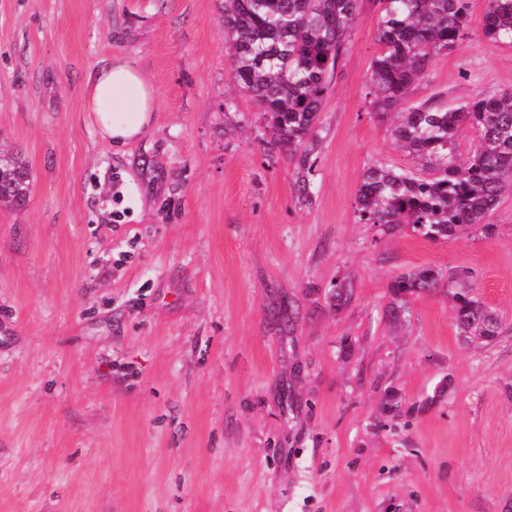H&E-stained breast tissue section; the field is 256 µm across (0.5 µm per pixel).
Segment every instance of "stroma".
Here are the masks:
<instances>
[{"instance_id": "obj_1", "label": "stroma", "mask_w": 512, "mask_h": 512, "mask_svg": "<svg viewBox=\"0 0 512 512\" xmlns=\"http://www.w3.org/2000/svg\"><path fill=\"white\" fill-rule=\"evenodd\" d=\"M379 13L360 0L302 200L221 0H0V155L32 174L0 208V512H512V195L488 234L357 223L363 172L410 164L367 103ZM114 54L155 89L119 151L81 108ZM510 90L512 45L476 29L407 103ZM426 267L471 271L499 336L462 339L443 286L393 318ZM441 273L434 269H420L418 271L402 274L393 283V295L401 301V305L394 310L400 313L404 311V304L407 303V295H414L418 292L430 291L440 284Z\"/></svg>"}]
</instances>
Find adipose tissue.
Instances as JSON below:
<instances>
[{
    "mask_svg": "<svg viewBox=\"0 0 512 512\" xmlns=\"http://www.w3.org/2000/svg\"><path fill=\"white\" fill-rule=\"evenodd\" d=\"M155 91L127 60L105 61L88 78L82 98L102 140L120 148L140 137L151 120Z\"/></svg>",
    "mask_w": 512,
    "mask_h": 512,
    "instance_id": "adipose-tissue-1",
    "label": "adipose tissue"
}]
</instances>
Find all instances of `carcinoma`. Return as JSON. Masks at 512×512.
<instances>
[{
    "instance_id": "carcinoma-1",
    "label": "carcinoma",
    "mask_w": 512,
    "mask_h": 512,
    "mask_svg": "<svg viewBox=\"0 0 512 512\" xmlns=\"http://www.w3.org/2000/svg\"><path fill=\"white\" fill-rule=\"evenodd\" d=\"M368 105L381 121L393 118L391 135L410 168L374 165L355 194L357 223L386 232L403 225L440 240L486 217L504 193H512V93H477L452 106L425 102L401 108L430 60L452 51L471 28L470 0H379ZM358 0H224V29L236 83L248 93L272 131L273 145L296 159L299 197L312 194L313 164L305 144L313 138L339 55L356 22ZM482 38L512 44V0H485ZM471 128L477 144L462 152L459 132ZM32 190L28 165L9 156L0 170V205L19 209ZM441 273L402 274L393 295L403 311L407 296L430 291ZM456 327L465 338L493 340L500 322L458 283Z\"/></svg>"
}]
</instances>
